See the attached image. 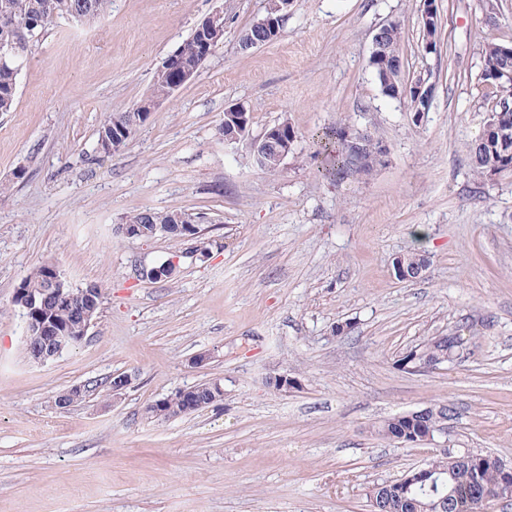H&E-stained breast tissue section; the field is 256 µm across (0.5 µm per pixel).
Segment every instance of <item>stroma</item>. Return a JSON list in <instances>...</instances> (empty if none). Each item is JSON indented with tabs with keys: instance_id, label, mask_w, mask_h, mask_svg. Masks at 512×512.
Listing matches in <instances>:
<instances>
[{
	"instance_id": "35a3bbf8",
	"label": "stroma",
	"mask_w": 512,
	"mask_h": 512,
	"mask_svg": "<svg viewBox=\"0 0 512 512\" xmlns=\"http://www.w3.org/2000/svg\"><path fill=\"white\" fill-rule=\"evenodd\" d=\"M266 3L112 0L104 22L55 19L29 52L15 108L0 112V512H370L374 485L422 461L378 425L434 404L454 410L449 447L512 460V176L481 182L466 151L490 110L483 41L512 43V0H497L492 26L483 0H439L435 53L422 0H294L278 39L241 50ZM217 10L224 37L196 78L99 153L103 122L149 95ZM396 18L406 77L435 86L420 124L369 66L377 28ZM234 105L251 115L237 142L220 131ZM339 119L385 144L370 176L321 174L313 136ZM282 121L296 141L271 174L253 143ZM170 208L206 213L207 256L113 231ZM414 251L428 257L423 277L396 279L394 257ZM176 254L172 278H140ZM47 261L103 299L84 340L40 366L12 297ZM457 331L468 341L456 362L397 366ZM117 372L131 383L116 398L102 382ZM283 373L300 389L268 387ZM215 380L219 406L144 414ZM75 385L86 398L55 408Z\"/></svg>"
}]
</instances>
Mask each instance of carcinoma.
Masks as SVG:
<instances>
[{
    "label": "carcinoma",
    "instance_id": "cac0c4a2",
    "mask_svg": "<svg viewBox=\"0 0 512 512\" xmlns=\"http://www.w3.org/2000/svg\"><path fill=\"white\" fill-rule=\"evenodd\" d=\"M49 0H0V17L7 16L17 22H42L37 32L44 34L53 22L48 14ZM57 16H72L77 13L85 21L94 22L103 20L108 14L110 0H55ZM384 45L387 54L401 53L402 27L400 21L394 19L388 23L383 33ZM496 44L493 38L483 42L481 53V66H500L512 70V59L499 58L492 45ZM200 37L193 33L179 46L181 55L189 62L194 61L200 49ZM380 91L389 96L385 83L401 84L405 82L404 71L391 66L390 61L382 59L373 67ZM18 73L10 63L0 66V112H11L14 109L17 95ZM175 80L172 72L158 70L155 73L153 92L159 96L165 94ZM483 90V97L492 102L491 111L497 112L503 105H512V80H502L498 83L487 84L479 80ZM347 129L342 123L327 128L318 136L317 143L320 154L324 159L326 174L341 181L348 178H362L370 175L378 166L385 162V158L376 152L377 145L367 143L366 159L356 158L348 148L345 139ZM471 169L474 175L487 180V173L495 168L505 169V174L512 175V170L506 166L512 162V130L507 131L501 138L488 141L472 140L467 149ZM184 213L181 208L166 211L144 210L126 217L125 223L134 224L140 231V238L155 239L161 236L160 229L168 230L166 238L186 240L188 237H199L195 230H189L186 225L176 223V216ZM53 263L46 262L27 274L22 281L27 288H42L47 280V272ZM46 314L58 323L73 328L74 344H79L83 337L78 335L77 321L65 307H57L54 301H49L45 308ZM195 397L198 408L203 409L221 402L217 394L213 393L208 384L203 383L186 394L176 393L156 401L149 407V417L155 419H169L183 415V407L189 397ZM418 424L407 420H400L394 416L387 419L378 427V434L388 440L394 436L416 431ZM431 465L440 470L435 488L417 487L411 490L391 487L384 490L382 496L383 510L385 512H430V506L441 496L452 493L453 506L450 512H482L484 503L482 497L485 492H496L499 488L498 469L494 455L482 454L481 464L477 467L461 463L448 465L442 456L431 458Z\"/></svg>",
    "mask_w": 512,
    "mask_h": 512
}]
</instances>
